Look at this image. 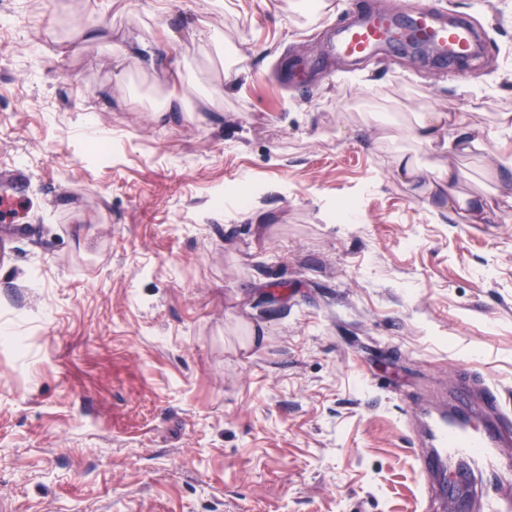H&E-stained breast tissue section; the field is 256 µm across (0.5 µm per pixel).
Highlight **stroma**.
Instances as JSON below:
<instances>
[{"label":"stroma","instance_id":"35a3bbf8","mask_svg":"<svg viewBox=\"0 0 512 512\" xmlns=\"http://www.w3.org/2000/svg\"><path fill=\"white\" fill-rule=\"evenodd\" d=\"M425 2L482 53L330 54L402 0H0V512H451L427 412L512 415V0ZM427 112L483 148L427 153ZM434 183L430 182V188L448 192V201L451 202L458 212L462 224H480L484 213L487 212L491 201L489 199H475L455 193L454 189L459 181L460 174L456 167L448 164V167H441L434 171Z\"/></svg>","mask_w":512,"mask_h":512}]
</instances>
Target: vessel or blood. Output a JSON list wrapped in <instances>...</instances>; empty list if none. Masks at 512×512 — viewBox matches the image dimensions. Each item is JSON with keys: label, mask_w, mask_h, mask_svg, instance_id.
Segmentation results:
<instances>
[{"label": "vessel or blood", "mask_w": 512, "mask_h": 512, "mask_svg": "<svg viewBox=\"0 0 512 512\" xmlns=\"http://www.w3.org/2000/svg\"><path fill=\"white\" fill-rule=\"evenodd\" d=\"M409 25L397 23L386 13L356 14L350 24L337 27L330 44L333 54L364 58L371 56L382 44L415 39L442 53L456 57L468 56L474 47V34L463 24L447 25L435 12L411 0L406 6ZM434 452L425 465L441 468L450 474L467 469L479 473L485 484L493 488L486 498L485 512H512V498L504 495V487L512 485L500 466L502 450L512 446V429L506 428L503 417L480 421L466 414H437L430 418Z\"/></svg>", "instance_id": "1"}]
</instances>
